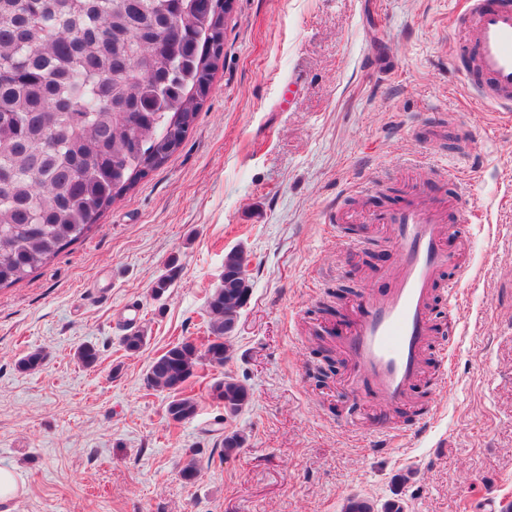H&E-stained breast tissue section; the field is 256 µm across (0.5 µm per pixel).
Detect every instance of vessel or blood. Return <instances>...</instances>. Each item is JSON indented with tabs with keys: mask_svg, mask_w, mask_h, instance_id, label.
<instances>
[{
	"mask_svg": "<svg viewBox=\"0 0 512 512\" xmlns=\"http://www.w3.org/2000/svg\"><path fill=\"white\" fill-rule=\"evenodd\" d=\"M466 24L474 33L471 69L481 81L479 97L488 105L512 111V4L500 0H468ZM463 198L426 205L410 203L392 216L367 214L366 223H389L392 249L398 259L393 288L370 296L360 305L340 346L352 363L351 385H371L388 405L404 403L424 376L433 341L432 304L442 273L463 274L460 249L449 247L450 221H468Z\"/></svg>",
	"mask_w": 512,
	"mask_h": 512,
	"instance_id": "1",
	"label": "vessel or blood"
}]
</instances>
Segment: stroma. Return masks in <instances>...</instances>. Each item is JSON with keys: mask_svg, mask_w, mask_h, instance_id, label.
<instances>
[{"mask_svg": "<svg viewBox=\"0 0 512 512\" xmlns=\"http://www.w3.org/2000/svg\"><path fill=\"white\" fill-rule=\"evenodd\" d=\"M463 0H234L223 64L182 145L108 209L86 238L0 289V467L23 480L0 512H343L397 500L406 512H478L512 502V112L483 103L460 68ZM465 192L456 224L468 274L456 307L433 303L450 341L449 387L428 366L411 421L373 432L381 410L346 364L318 382L349 315L320 311L382 293L394 262L385 224L414 197ZM249 259L253 294L224 368L188 388L174 423L146 379L169 344L205 343V306L224 254ZM173 275L154 296L160 276ZM139 304L146 343L122 338ZM99 359L84 366L81 346ZM41 351L38 370L19 359ZM251 401L235 418L210 396L224 373ZM245 442L223 458L225 434ZM196 456L198 474L181 468Z\"/></svg>", "mask_w": 512, "mask_h": 512, "instance_id": "obj_1", "label": "stroma"}]
</instances>
